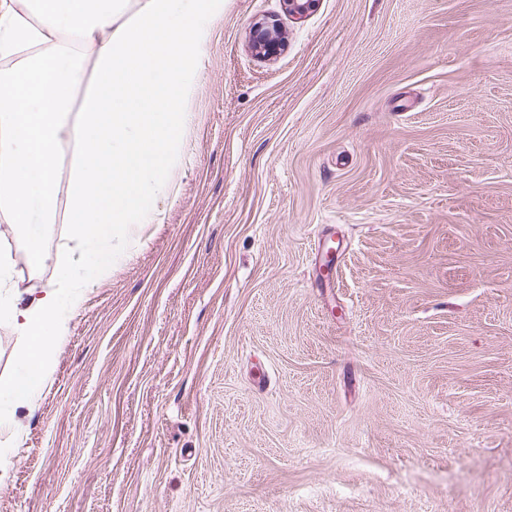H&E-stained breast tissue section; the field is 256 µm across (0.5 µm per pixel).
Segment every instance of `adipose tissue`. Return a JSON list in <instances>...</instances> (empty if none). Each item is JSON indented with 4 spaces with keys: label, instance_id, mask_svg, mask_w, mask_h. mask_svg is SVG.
Here are the masks:
<instances>
[{
    "label": "adipose tissue",
    "instance_id": "ef3b65f1",
    "mask_svg": "<svg viewBox=\"0 0 512 512\" xmlns=\"http://www.w3.org/2000/svg\"><path fill=\"white\" fill-rule=\"evenodd\" d=\"M223 0H0V213L23 254L0 251V289L16 261H54L40 292L0 296L22 340L0 405L34 411L66 323L168 198L212 19ZM67 224L57 258L45 227Z\"/></svg>",
    "mask_w": 512,
    "mask_h": 512
}]
</instances>
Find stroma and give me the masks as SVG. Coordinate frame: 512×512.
I'll return each instance as SVG.
<instances>
[{
    "label": "stroma",
    "mask_w": 512,
    "mask_h": 512,
    "mask_svg": "<svg viewBox=\"0 0 512 512\" xmlns=\"http://www.w3.org/2000/svg\"><path fill=\"white\" fill-rule=\"evenodd\" d=\"M186 109L0 512H512V0H224ZM281 44V32L277 24L259 22L253 26L252 46L261 54L274 52Z\"/></svg>",
    "instance_id": "stroma-1"
}]
</instances>
